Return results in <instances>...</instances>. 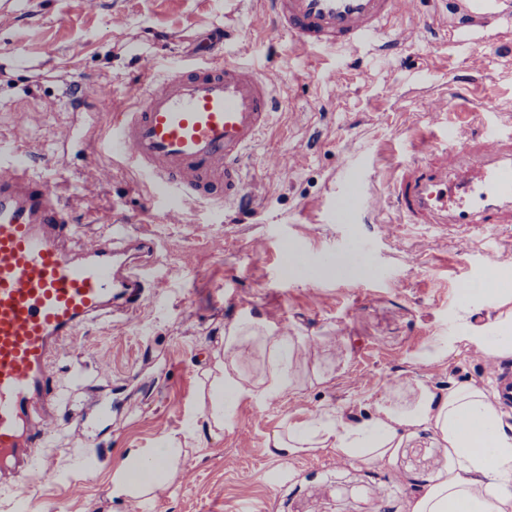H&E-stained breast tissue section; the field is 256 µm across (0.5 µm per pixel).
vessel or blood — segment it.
I'll list each match as a JSON object with an SVG mask.
<instances>
[{
	"instance_id": "b4317fda",
	"label": "vessel or blood",
	"mask_w": 512,
	"mask_h": 512,
	"mask_svg": "<svg viewBox=\"0 0 512 512\" xmlns=\"http://www.w3.org/2000/svg\"><path fill=\"white\" fill-rule=\"evenodd\" d=\"M271 23L305 50L353 49L380 39L411 0H268ZM453 28L512 29V0H455ZM210 46L197 61L170 68L115 113L109 148L148 175L171 208L184 198L237 209L247 201L243 159L270 123L269 80L235 62L215 64ZM436 136L417 149L426 162L405 166L389 193L405 224L485 228L512 224V114L501 129L466 135L473 115L431 108ZM74 217L57 183L16 157L0 173V479L28 481L57 417L60 388L51 357L61 341L114 313L132 315L155 299L126 258L152 253L148 235L124 230L72 255Z\"/></svg>"
}]
</instances>
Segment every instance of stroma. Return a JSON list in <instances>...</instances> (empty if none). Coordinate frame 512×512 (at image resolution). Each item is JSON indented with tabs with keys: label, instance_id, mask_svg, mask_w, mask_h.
<instances>
[{
	"label": "stroma",
	"instance_id": "35a3bbf8",
	"mask_svg": "<svg viewBox=\"0 0 512 512\" xmlns=\"http://www.w3.org/2000/svg\"><path fill=\"white\" fill-rule=\"evenodd\" d=\"M265 9L264 0H0V165L21 150L60 182L78 219L70 251L116 224L153 238L154 254L136 264L156 297L148 310L87 324L66 340L54 360L66 398L103 399L112 416L89 445L60 424L35 482L0 484V512H240L246 504L254 512H411L416 494L459 468L424 428L404 433L381 467L337 461L329 448L283 461L266 443L313 417L369 419L397 381L425 380L442 392L490 388L464 324L495 317L498 302L465 301L459 285L483 280L497 251L512 248V224L477 239L424 224L389 236L377 224L396 218L387 182L430 131V100L477 112L490 97L512 113V54L499 51L491 31L445 40L423 32L388 59L370 45L300 51L262 24ZM226 28L232 38L218 39ZM209 33L216 63L231 56L272 76L279 110L246 160L247 207L227 212L189 199L172 216L150 196L149 178L101 141L113 113L131 105L144 64L166 72ZM74 83L116 93L92 99L85 123L66 95ZM353 142L359 154L347 153ZM352 192L374 207L376 223L359 213L331 223ZM359 234L370 241L365 274L337 275ZM290 251L310 252L311 270L287 265ZM172 265L183 267L180 278L167 279ZM247 317L304 338L301 386L278 400H242L218 428L206 409L208 373L225 361V328ZM167 437L186 441L173 480L145 499H110L129 449ZM90 450L100 458L92 473L83 466Z\"/></svg>",
	"mask_w": 512,
	"mask_h": 512
}]
</instances>
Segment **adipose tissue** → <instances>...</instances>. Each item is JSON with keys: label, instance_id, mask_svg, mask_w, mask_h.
Instances as JSON below:
<instances>
[{"label": "adipose tissue", "instance_id": "adipose-tissue-1", "mask_svg": "<svg viewBox=\"0 0 512 512\" xmlns=\"http://www.w3.org/2000/svg\"><path fill=\"white\" fill-rule=\"evenodd\" d=\"M461 294L466 299L477 294L499 299L501 312L479 326L485 334L480 347L493 362L512 359V277L497 269ZM302 348L300 337L263 318L229 326L224 332L229 360L210 385L214 424L223 426L243 399L275 400L297 389L300 381L292 367ZM255 352L261 354L265 369L250 378L239 364ZM418 427L439 433L463 465L416 497L412 512H512V492L503 487L512 479V426L503 423L495 403L475 385L445 392L424 381L392 385L374 402L367 420L355 422L339 415L326 422L291 425L268 445L272 456L280 459L331 448L346 460L380 464L398 447L405 431ZM180 455V445L172 438L155 448L131 449L129 465L112 478V498H142L169 483Z\"/></svg>", "mask_w": 512, "mask_h": 512}]
</instances>
